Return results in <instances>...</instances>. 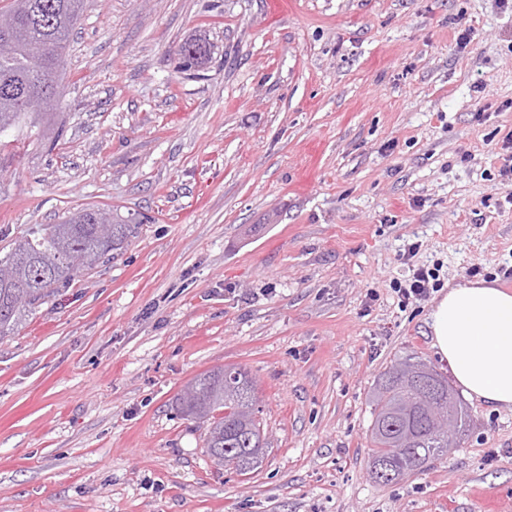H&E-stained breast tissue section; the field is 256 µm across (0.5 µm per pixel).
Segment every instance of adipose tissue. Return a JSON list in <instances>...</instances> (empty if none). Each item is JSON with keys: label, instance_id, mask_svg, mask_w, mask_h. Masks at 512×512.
Segmentation results:
<instances>
[{"label": "adipose tissue", "instance_id": "ef3b65f1", "mask_svg": "<svg viewBox=\"0 0 512 512\" xmlns=\"http://www.w3.org/2000/svg\"><path fill=\"white\" fill-rule=\"evenodd\" d=\"M432 346L469 398L512 411V292L482 282L449 288L429 315Z\"/></svg>", "mask_w": 512, "mask_h": 512}]
</instances>
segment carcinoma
Instances as JSON below:
<instances>
[{
	"label": "carcinoma",
	"mask_w": 512,
	"mask_h": 512,
	"mask_svg": "<svg viewBox=\"0 0 512 512\" xmlns=\"http://www.w3.org/2000/svg\"><path fill=\"white\" fill-rule=\"evenodd\" d=\"M85 0H12L9 11L17 19L8 46L0 44V130L51 120L60 101L61 68L72 31ZM51 46L44 96L38 107L21 111L17 95L30 81L29 59ZM211 53L209 39L198 34L180 47L190 65L200 66ZM134 215L81 209L60 224H45L31 236L15 242L0 257V339L18 329L55 288L94 269L104 259L124 250L139 234ZM436 377L431 397L438 410L448 409V381L421 362L394 360L380 374L371 396L374 478L392 482L420 472L448 454V435L430 428V414L421 385L424 375ZM256 382L236 367L229 376L216 368L197 376L176 398L177 411L207 425L205 448L221 463L252 471L267 442L259 417Z\"/></svg>",
	"instance_id": "1"
}]
</instances>
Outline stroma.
Here are the masks:
<instances>
[{
  "label": "stroma",
  "instance_id": "obj_1",
  "mask_svg": "<svg viewBox=\"0 0 512 512\" xmlns=\"http://www.w3.org/2000/svg\"><path fill=\"white\" fill-rule=\"evenodd\" d=\"M201 32L195 77L179 48ZM61 90L0 154V255L82 208L144 224L0 340V512L512 505V411L473 399L446 458L369 471L384 368L451 374L434 299L395 286L417 264L500 288L512 264V0H86ZM227 366L268 443L246 477L175 405Z\"/></svg>",
  "mask_w": 512,
  "mask_h": 512
}]
</instances>
